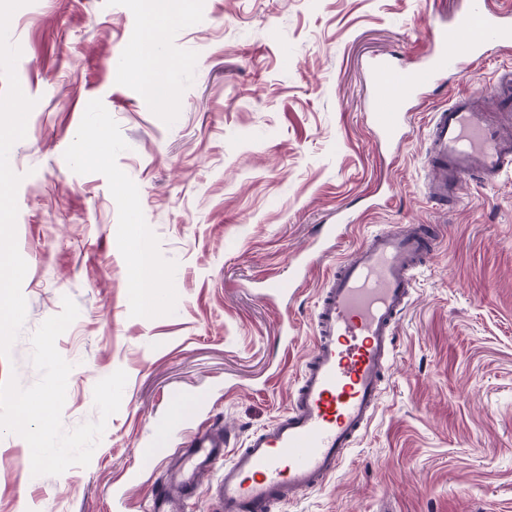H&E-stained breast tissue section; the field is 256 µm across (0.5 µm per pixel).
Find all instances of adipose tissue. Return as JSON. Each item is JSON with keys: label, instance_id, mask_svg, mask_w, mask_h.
Returning <instances> with one entry per match:
<instances>
[{"label": "adipose tissue", "instance_id": "1", "mask_svg": "<svg viewBox=\"0 0 512 512\" xmlns=\"http://www.w3.org/2000/svg\"><path fill=\"white\" fill-rule=\"evenodd\" d=\"M143 20L142 35L133 53L135 65L126 70L129 79L140 84L143 91L159 107H166L176 95L175 87L161 75L171 67L168 58L159 55L155 44L162 22L181 15L183 0H137ZM131 285L144 318H152L157 310V292L164 277L154 261L153 242L146 225H131L125 242Z\"/></svg>", "mask_w": 512, "mask_h": 512}]
</instances>
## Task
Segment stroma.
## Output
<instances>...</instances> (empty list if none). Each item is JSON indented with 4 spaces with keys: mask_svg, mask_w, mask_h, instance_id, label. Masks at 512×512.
<instances>
[{
    "mask_svg": "<svg viewBox=\"0 0 512 512\" xmlns=\"http://www.w3.org/2000/svg\"><path fill=\"white\" fill-rule=\"evenodd\" d=\"M465 3L185 0L156 43L177 90L166 109L123 75L142 35L135 0L15 12L35 102L9 153L27 310L0 383L38 380L31 337L67 297L79 315L56 341L72 365L64 430L98 419V381L128 380L88 466L33 475L28 443L0 434V512H148L165 455L200 425L223 424L238 448L287 411L337 259L382 226L428 223L443 237L415 274L373 424L327 485L271 512H512V173L440 210L421 166L432 113L484 92L512 49L429 89L400 144L379 140L369 111L371 64L419 66ZM97 134L104 164L77 153ZM343 207L358 224L323 239ZM132 224L149 228L165 278L149 320L129 281Z\"/></svg>",
    "mask_w": 512,
    "mask_h": 512,
    "instance_id": "stroma-1",
    "label": "stroma"
}]
</instances>
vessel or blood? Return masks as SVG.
I'll return each instance as SVG.
<instances>
[{
  "label": "vessel or blood",
  "instance_id": "1",
  "mask_svg": "<svg viewBox=\"0 0 512 512\" xmlns=\"http://www.w3.org/2000/svg\"><path fill=\"white\" fill-rule=\"evenodd\" d=\"M426 60L408 69L375 61L371 118L385 141L401 138L410 106L448 73L486 57L489 44L512 47V20L488 0H467L449 23L429 34ZM488 98L505 101L490 113L460 92L433 113L423 165L424 195L448 204L462 183L499 180L512 170V69L496 71ZM436 224H396L370 234L336 267L314 313L315 346L298 374L288 411L227 448L224 431L191 434L171 459L149 512H185L202 474L220 512H270L275 502L324 486L341 468L379 410L382 383L396 348L395 325L410 304L414 272L433 254Z\"/></svg>",
  "mask_w": 512,
  "mask_h": 512
}]
</instances>
